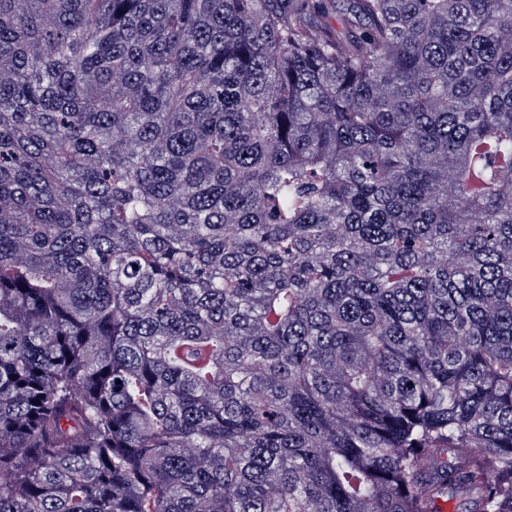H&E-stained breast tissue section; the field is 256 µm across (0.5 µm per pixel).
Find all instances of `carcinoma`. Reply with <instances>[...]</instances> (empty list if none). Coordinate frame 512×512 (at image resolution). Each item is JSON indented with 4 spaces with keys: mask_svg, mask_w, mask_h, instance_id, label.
<instances>
[{
    "mask_svg": "<svg viewBox=\"0 0 512 512\" xmlns=\"http://www.w3.org/2000/svg\"><path fill=\"white\" fill-rule=\"evenodd\" d=\"M0 0V512H512V0Z\"/></svg>",
    "mask_w": 512,
    "mask_h": 512,
    "instance_id": "carcinoma-1",
    "label": "carcinoma"
}]
</instances>
